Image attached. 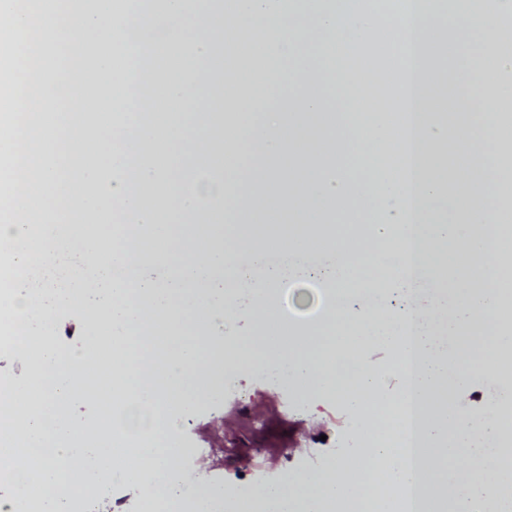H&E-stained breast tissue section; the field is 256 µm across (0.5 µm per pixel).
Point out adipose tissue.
I'll use <instances>...</instances> for the list:
<instances>
[{
    "label": "adipose tissue",
    "instance_id": "obj_1",
    "mask_svg": "<svg viewBox=\"0 0 512 512\" xmlns=\"http://www.w3.org/2000/svg\"><path fill=\"white\" fill-rule=\"evenodd\" d=\"M210 29L196 40L186 21ZM257 46V57L236 46ZM358 48L374 50L377 72H391L397 102L412 107L414 137L388 175L377 145L388 141L386 113H361L353 87L360 80ZM163 75L169 104L156 109L142 97L143 64ZM281 64L266 83V66ZM466 79L457 107L447 111L442 90ZM0 334L33 347V370L44 385L26 417L16 410L29 396L27 382L0 381V481L11 492L0 512H70L84 489L69 481L83 471L87 486L104 491L112 481V446L122 443L132 464L129 483L154 512H166L181 482L171 462L181 451L179 418L192 410L189 370L202 368L208 393L220 397L224 377L273 367L299 393L338 395L351 414L383 403L381 377L356 362L351 378L329 371L326 340L352 317L350 341L392 349L396 363L415 354L421 370L413 397L423 419L418 453L436 461L419 512H481L461 506L444 465L474 431L458 412L450 388L474 371L462 356L479 330L495 318L490 356L512 371V299L499 288L512 266L490 195L448 173L481 164L476 179L512 182V0H398L381 18L377 0H0ZM202 141L210 160L194 170L190 144ZM242 161L225 167V153ZM256 201L264 221L241 209L242 193ZM375 204L364 210L350 186ZM449 201L453 220L413 225L422 205ZM316 203L317 223L305 222ZM182 225H174L172 211ZM133 242L141 253L114 245ZM323 240L330 259L297 267L321 273L330 302L315 323L300 329L277 305L282 277L270 261L286 250L305 251ZM448 247L443 263L432 257ZM247 247L240 261L238 247ZM87 248L89 266L69 271L70 288L51 290L34 279L58 258ZM368 255V279L396 280L406 302L387 309L379 289H366L352 312L343 286L354 252ZM203 261L191 260V253ZM493 264H479L485 253ZM460 287H451V280ZM454 308L425 334L415 315L423 291ZM252 301L251 329L224 337L239 293ZM91 319L88 345L61 350L51 336L50 297ZM454 341V352L437 339ZM114 343L112 382L123 418L89 425L61 419L84 403L83 388L99 370L91 344ZM489 436L500 442L489 497L512 498V394L491 409ZM22 440L27 453L12 444ZM391 461L387 488L370 512H406L405 490L418 479L405 450L391 443L372 451ZM317 493L297 496L261 481L230 493L201 495L196 512H347L360 490L375 483L370 465L332 464L323 475H300Z\"/></svg>",
    "mask_w": 512,
    "mask_h": 512
}]
</instances>
